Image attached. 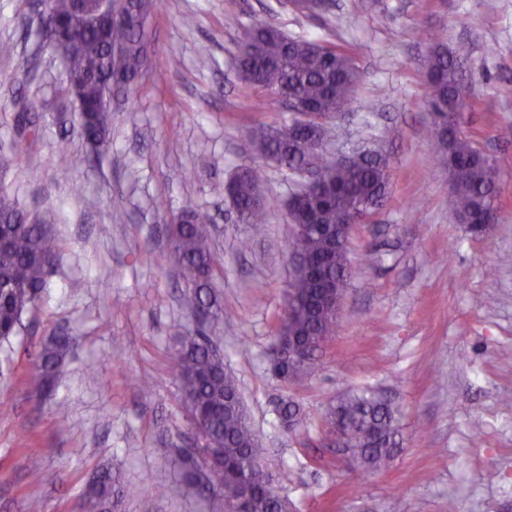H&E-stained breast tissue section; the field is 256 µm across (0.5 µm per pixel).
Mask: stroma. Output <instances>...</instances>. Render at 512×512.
Masks as SVG:
<instances>
[{"label":"stroma","instance_id":"1","mask_svg":"<svg viewBox=\"0 0 512 512\" xmlns=\"http://www.w3.org/2000/svg\"><path fill=\"white\" fill-rule=\"evenodd\" d=\"M38 0H0V154L37 98L40 127L0 172L27 210L52 215L61 258L17 334L0 341V512H93L87 491L119 472L117 512H224L179 459L194 427L173 358L201 328L168 251L179 213L211 219L223 309L206 328L266 448L264 468L290 512H512V0H329L299 13L286 0H161L145 78L93 158L63 62L39 51ZM260 23L347 48L362 73L350 105L327 119L329 156L357 146L387 160L388 194L349 242L352 276L337 336L289 380L269 354L288 307V198L299 176L262 159L247 128L288 125L280 99L239 81L246 32ZM467 43L460 128L499 164L498 221L473 236L453 209L431 123L422 27ZM178 57L182 66L165 65ZM67 140L68 153L57 150ZM261 162L266 222L240 224L214 184ZM40 181H30L29 168ZM64 333V378L41 394L40 345ZM352 388L389 400L400 428L390 468L352 473L324 415ZM299 415L284 421V403Z\"/></svg>","mask_w":512,"mask_h":512}]
</instances>
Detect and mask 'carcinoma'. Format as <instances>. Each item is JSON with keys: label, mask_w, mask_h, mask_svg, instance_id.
<instances>
[{"label": "carcinoma", "mask_w": 512, "mask_h": 512, "mask_svg": "<svg viewBox=\"0 0 512 512\" xmlns=\"http://www.w3.org/2000/svg\"><path fill=\"white\" fill-rule=\"evenodd\" d=\"M41 4L43 25L72 15L73 0H41ZM157 8L158 0H134L122 7L119 19L108 30L84 22L72 32L78 45L68 57L67 91L82 112L81 135L97 156L110 147L109 134L115 120L109 105L112 81L120 83L123 95L133 96L147 71ZM420 40L429 45L428 105L438 118L425 134L444 146L456 214L474 218L470 231L478 236L485 230L486 212L498 208V195L490 179V171L498 165L456 126L457 112L463 107L461 89L468 50L463 45L448 50L433 31H422ZM237 72L246 86L287 95L328 116L351 103L361 81V72L346 49L293 38L264 24L246 33ZM25 122L28 130L20 132L13 143L16 160L26 151L28 137L39 134L33 121L27 118ZM247 134L264 157L276 155L274 162L289 170L319 153L313 136L292 135L287 126L278 130L253 127ZM11 159H1L0 165L10 164ZM316 176L317 187L298 198L289 217L293 224H312L325 232L293 231L292 253L308 262L309 273H292L289 294L298 299V305L283 322L310 360L327 339L336 335L338 326L336 315L323 308L320 284L330 280L336 288L344 289L351 276L349 236L340 225L348 223L359 207L368 203L375 207L385 197L387 161L376 154L362 168L353 170L338 168L326 160ZM263 181L260 167L243 164L218 187L219 193L230 196L243 224L265 223ZM48 223L47 216L27 213L15 196L0 186V339L16 334L23 313L37 303L50 273L48 266L59 258ZM171 253L192 285L187 296L191 311L205 307L210 318L217 317L213 288L216 263L206 214L195 209L184 213L182 223L174 230ZM70 350L67 336H56L41 347L35 366L47 388L59 382ZM173 364L196 431L205 441L222 444L220 448H201V453L213 454L219 466L211 488L221 492L224 504L235 512H288V500L272 484L260 485L251 497L243 498V484L255 478L262 467L265 449L249 426L236 383L224 371V358L213 338L202 330L183 337ZM270 365L272 372L284 379L305 370L303 362L273 357ZM325 421L340 429L345 447L351 449L349 462L355 470L386 468L399 451L395 412L375 392L347 391L330 406ZM118 485L119 477L112 468L99 472L89 492L95 512H112V497Z\"/></svg>", "instance_id": "cac0c4a2"}]
</instances>
